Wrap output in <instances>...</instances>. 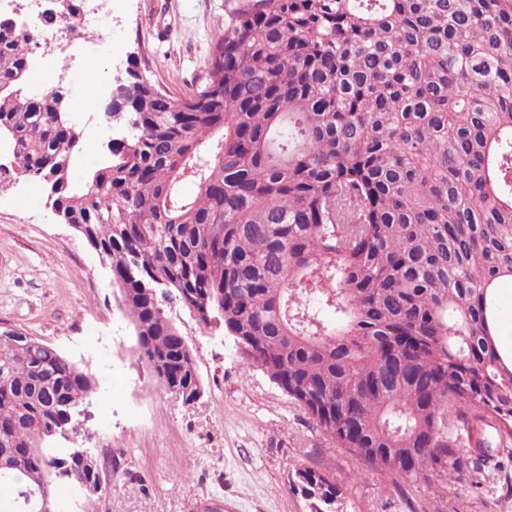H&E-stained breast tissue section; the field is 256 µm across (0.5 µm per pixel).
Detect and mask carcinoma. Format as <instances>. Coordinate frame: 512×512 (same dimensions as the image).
Returning a JSON list of instances; mask_svg holds the SVG:
<instances>
[{
	"label": "carcinoma",
	"instance_id": "1",
	"mask_svg": "<svg viewBox=\"0 0 512 512\" xmlns=\"http://www.w3.org/2000/svg\"><path fill=\"white\" fill-rule=\"evenodd\" d=\"M27 31L0 23V136L112 271L134 355L185 403L203 384L165 314L224 311L261 367L341 448L407 482L463 479L448 411L512 438V0H224L189 97L141 73L81 183L66 93H32ZM192 180L197 194H182ZM96 377L38 339H0V503L76 484L39 445L77 430ZM312 512L339 488L294 473ZM499 317L512 321V282L502 283L499 292ZM508 320L502 321L501 344L509 352H512V326Z\"/></svg>",
	"mask_w": 512,
	"mask_h": 512
}]
</instances>
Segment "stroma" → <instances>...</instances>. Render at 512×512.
Wrapping results in <instances>:
<instances>
[{
    "instance_id": "stroma-1",
    "label": "stroma",
    "mask_w": 512,
    "mask_h": 512,
    "mask_svg": "<svg viewBox=\"0 0 512 512\" xmlns=\"http://www.w3.org/2000/svg\"><path fill=\"white\" fill-rule=\"evenodd\" d=\"M112 17L111 66L79 70L59 52L34 58L38 68L74 71L78 91L66 105L89 149L76 162L82 170L112 134L108 122L89 120L84 91L111 81V67L144 57L155 81L190 94L224 35V0H113ZM119 297L95 250L58 219L1 137L0 327L56 347L98 380L89 421L55 444L89 449L105 489L85 498L61 485L60 512H310L290 481L305 467L339 486L334 512H512V439L499 440L492 427L484 429L490 452L471 481L406 482L338 447L264 369L246 367L223 325L201 326L168 303L204 387L183 404L136 362Z\"/></svg>"
}]
</instances>
